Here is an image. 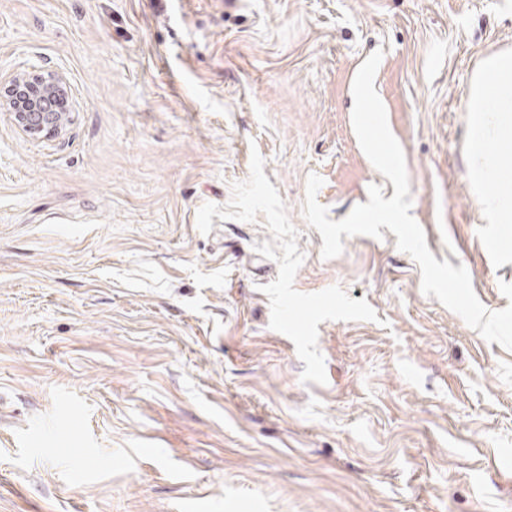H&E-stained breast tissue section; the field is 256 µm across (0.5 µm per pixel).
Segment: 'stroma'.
Masks as SVG:
<instances>
[{
    "label": "stroma",
    "instance_id": "1",
    "mask_svg": "<svg viewBox=\"0 0 512 512\" xmlns=\"http://www.w3.org/2000/svg\"><path fill=\"white\" fill-rule=\"evenodd\" d=\"M379 49L427 246L506 308L466 103L512 0H0V80L70 100L49 139L0 109V512H512V350L303 215L312 174L334 221L394 194Z\"/></svg>",
    "mask_w": 512,
    "mask_h": 512
}]
</instances>
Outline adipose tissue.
<instances>
[{
    "label": "adipose tissue",
    "mask_w": 512,
    "mask_h": 512,
    "mask_svg": "<svg viewBox=\"0 0 512 512\" xmlns=\"http://www.w3.org/2000/svg\"><path fill=\"white\" fill-rule=\"evenodd\" d=\"M468 110L487 116L477 126L472 148L482 164L479 178H489L495 173L490 144L512 135V54L497 55L477 70L468 95Z\"/></svg>",
    "instance_id": "1"
}]
</instances>
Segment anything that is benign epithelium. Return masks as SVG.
Returning <instances> with one entry per match:
<instances>
[{
	"instance_id": "1",
	"label": "benign epithelium",
	"mask_w": 512,
	"mask_h": 512,
	"mask_svg": "<svg viewBox=\"0 0 512 512\" xmlns=\"http://www.w3.org/2000/svg\"><path fill=\"white\" fill-rule=\"evenodd\" d=\"M22 82L26 84L25 109L14 113L17 127L34 138L61 135L68 114L67 96L62 88L64 80L58 76L41 74L22 80L14 78L4 91H0V106L4 105L5 94Z\"/></svg>"
}]
</instances>
